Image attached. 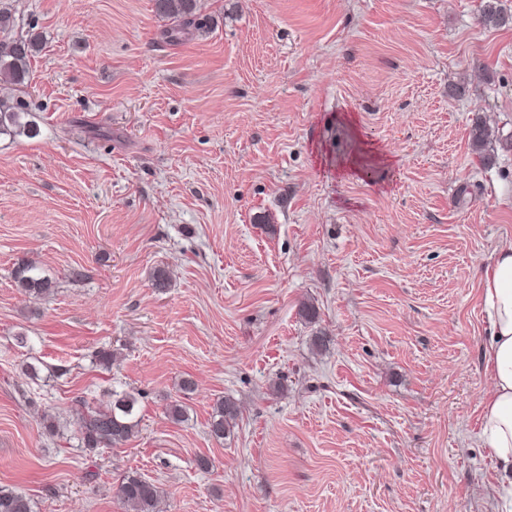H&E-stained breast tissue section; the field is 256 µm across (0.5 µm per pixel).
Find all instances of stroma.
<instances>
[{"instance_id": "1", "label": "stroma", "mask_w": 512, "mask_h": 512, "mask_svg": "<svg viewBox=\"0 0 512 512\" xmlns=\"http://www.w3.org/2000/svg\"><path fill=\"white\" fill-rule=\"evenodd\" d=\"M480 5L199 0L177 35L153 0H0L42 41L0 83L38 131L0 138V484L34 512H124L131 471L159 512H507L476 272L512 240V25ZM359 137L387 174L337 168ZM23 261L50 294L17 287ZM116 390L139 430L87 454L75 400ZM499 1H484L481 11V22L484 26L499 28L512 24V13L508 14L499 4ZM490 135L491 133L486 121L479 115L475 116L468 131L472 150L481 154L489 142ZM239 416L237 403L229 398L218 400L215 404L211 420L209 423V432L211 436L217 439H226L231 435ZM125 512H156L163 490L137 472L124 476L117 488Z\"/></svg>"}]
</instances>
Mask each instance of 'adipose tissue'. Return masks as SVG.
I'll return each instance as SVG.
<instances>
[{
    "label": "adipose tissue",
    "mask_w": 512,
    "mask_h": 512,
    "mask_svg": "<svg viewBox=\"0 0 512 512\" xmlns=\"http://www.w3.org/2000/svg\"><path fill=\"white\" fill-rule=\"evenodd\" d=\"M479 281L489 323L484 358L490 378L479 437L492 451L502 485L512 486V242L493 251Z\"/></svg>",
    "instance_id": "obj_1"
}]
</instances>
